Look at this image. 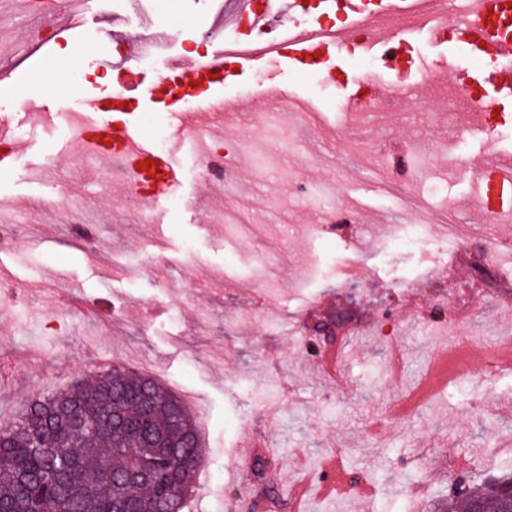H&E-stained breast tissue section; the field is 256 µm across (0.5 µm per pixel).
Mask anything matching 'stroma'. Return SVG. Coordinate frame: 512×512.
<instances>
[{"mask_svg":"<svg viewBox=\"0 0 512 512\" xmlns=\"http://www.w3.org/2000/svg\"><path fill=\"white\" fill-rule=\"evenodd\" d=\"M89 48L71 80L113 86L92 54L135 36L164 35L172 57L206 54L198 36L215 20L213 0H90ZM55 39L26 57H0L16 80L0 83V116L30 148L0 178V213L25 230L0 243V422L35 397L120 366L150 375L193 411L205 457L185 512H443L449 495L512 473V370L478 348L512 332V245L492 247L468 201L491 164L512 160V104L490 105L489 130L454 137L443 113L428 124L414 104L383 106L346 121L338 82L319 66L257 69L225 80L223 147L237 187L204 190L196 142L175 150L178 204L151 222L124 196H110L111 165L89 171L71 140L51 135L17 104L54 84L34 79ZM277 81L316 99L324 125L277 106L265 121L236 102ZM366 200L351 224H333L351 192ZM424 199L426 236L412 250L387 244L406 234ZM465 227L442 237L446 222ZM86 225L88 238L71 234ZM265 295L271 309L255 298ZM160 317H152L155 308ZM352 309L335 343L316 326ZM460 346L447 380L430 381L442 347ZM332 351L342 377L329 383L308 356ZM257 431L243 460L239 442ZM372 489L369 499H324L313 477L331 452Z\"/></svg>","mask_w":512,"mask_h":512,"instance_id":"stroma-1","label":"stroma"}]
</instances>
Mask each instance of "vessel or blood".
Returning a JSON list of instances; mask_svg holds the SVG:
<instances>
[{"label":"vessel or blood","instance_id":"obj_1","mask_svg":"<svg viewBox=\"0 0 512 512\" xmlns=\"http://www.w3.org/2000/svg\"><path fill=\"white\" fill-rule=\"evenodd\" d=\"M422 3L423 0H316L314 10L309 14V26L302 29L296 22L295 0H287L282 7L276 0H264L260 6L254 0H242L236 42L215 41L210 56L181 57L174 61L160 59L151 71L136 73L129 82L111 87L104 95L92 87H79L82 110L87 119L77 130L75 139L85 157H108L123 171L134 172L135 187L144 191L142 204L153 208L175 196L181 188V175L174 165L173 154L153 151L132 121L108 118L103 104L108 101L117 107L133 101L145 109L172 113L177 121L175 134L199 130L200 113L219 114L224 110V100L216 93L220 82L215 75L222 72L228 58L233 59L239 74L243 75L270 61L282 66L320 54L329 72H347L344 96L355 104L359 101L360 88L375 86L387 74L392 75L391 87L399 91L401 98L416 96L417 88L398 77L399 54L402 45L426 41L440 48L439 54L428 63L429 75L455 67L480 50L493 55L500 63L499 69L489 71L486 77L494 92L512 91V69L505 66L506 61L512 59V0H471L472 7L466 13L452 10L442 19L429 16L419 27L403 32L382 27V14L397 7L416 9ZM340 4L346 9V23L336 26L332 36L318 37L316 30L323 17L334 12ZM273 21L278 23L283 34V42L274 58L246 51L244 45L250 42L252 33L261 31ZM359 25L368 26L370 32L366 41L358 46L349 40L348 32ZM360 49L373 55L378 65L367 71L349 72V60ZM197 80L207 91L199 111L181 109L178 103L180 88L192 86ZM24 148L23 142L14 139L9 122L1 120V177L12 172ZM144 161L150 162V170L141 169L140 164ZM487 174V180L480 183L473 194L479 212L488 214L495 208L511 209L512 169L496 164L488 168ZM319 480L328 494L359 495L364 491L362 484L349 481L345 471L335 464L322 466Z\"/></svg>","mask_w":512,"mask_h":512}]
</instances>
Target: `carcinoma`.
Wrapping results in <instances>:
<instances>
[{
	"label": "carcinoma",
	"instance_id": "cac0c4a2",
	"mask_svg": "<svg viewBox=\"0 0 512 512\" xmlns=\"http://www.w3.org/2000/svg\"><path fill=\"white\" fill-rule=\"evenodd\" d=\"M136 421L112 432V409ZM79 415L86 427L70 425ZM204 449L189 407L153 377L114 367L63 392L41 395L0 425L4 512H184ZM512 476L472 487L448 512H504Z\"/></svg>",
	"mask_w": 512,
	"mask_h": 512
}]
</instances>
